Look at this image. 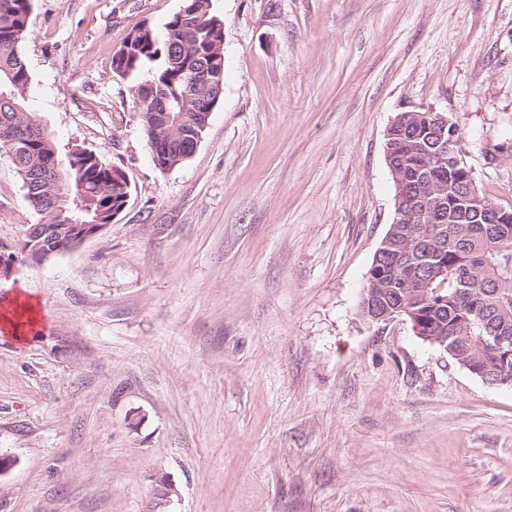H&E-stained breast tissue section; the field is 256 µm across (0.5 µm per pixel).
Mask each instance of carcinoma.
Returning a JSON list of instances; mask_svg holds the SVG:
<instances>
[{
	"label": "carcinoma",
	"instance_id": "cac0c4a2",
	"mask_svg": "<svg viewBox=\"0 0 512 512\" xmlns=\"http://www.w3.org/2000/svg\"><path fill=\"white\" fill-rule=\"evenodd\" d=\"M182 6L194 11L199 30L214 21L210 0H184ZM31 0H0V119L14 122L18 136L12 144L11 161L23 181L29 205L52 215L54 224L103 223L112 210V165L84 148L76 153L78 168L73 182L83 188V207L53 197L52 165L60 159V149L46 130L31 124L25 97L31 80L20 47L28 34ZM131 44L112 55V71L121 78L136 80L144 89L151 83L155 91L170 96L169 111L180 112L179 95L185 91L183 60L194 66L212 61L213 42L204 35L183 30L178 15L164 25L163 34L152 27L134 28ZM395 137L388 139L400 172L405 179L427 177L448 187L446 223H434L435 215L414 209L412 184L400 201V216L390 224L387 235L395 248L380 246L373 262L378 268L393 266L401 249L408 250L404 271L412 286L400 288L385 277L374 295L365 292L360 313L372 319V305L398 307L418 312L424 335L436 337L460 366L480 363L488 372L512 374V224L501 234V225L486 223L492 202L479 189L459 183L465 168L467 141L458 134L441 157L428 141L427 112H400ZM463 266L471 271L466 280L453 275Z\"/></svg>",
	"mask_w": 512,
	"mask_h": 512
}]
</instances>
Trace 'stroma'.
Segmentation results:
<instances>
[{
  "label": "stroma",
  "instance_id": "stroma-1",
  "mask_svg": "<svg viewBox=\"0 0 512 512\" xmlns=\"http://www.w3.org/2000/svg\"><path fill=\"white\" fill-rule=\"evenodd\" d=\"M182 0H31L27 110L121 168L125 208L18 264L0 306V512H512V387L359 303L395 218L385 135L448 113L512 205V0H212L224 91L195 153L155 166L112 54ZM34 211L0 152V246ZM16 305V312L12 317H9L7 314L2 313L1 314V323L3 325V330L7 332L8 334L13 335V337L17 340H24L27 336H25V328L29 327L31 330L37 325L38 323V310L37 307L31 303L30 300H27L26 302L19 303V299L16 298L15 301H13ZM19 308L22 309V312H19ZM29 314L28 322L20 323L19 322V315L22 314L23 317L26 314Z\"/></svg>",
  "mask_w": 512,
  "mask_h": 512
}]
</instances>
